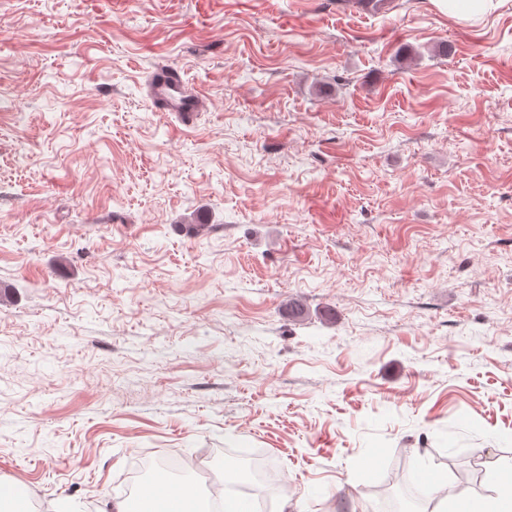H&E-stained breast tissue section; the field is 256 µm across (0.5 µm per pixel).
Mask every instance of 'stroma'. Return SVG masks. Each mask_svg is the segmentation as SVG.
Segmentation results:
<instances>
[{"instance_id": "35a3bbf8", "label": "stroma", "mask_w": 512, "mask_h": 512, "mask_svg": "<svg viewBox=\"0 0 512 512\" xmlns=\"http://www.w3.org/2000/svg\"><path fill=\"white\" fill-rule=\"evenodd\" d=\"M229 451L273 464L269 512H382L394 467L460 457L495 491L512 0H0V482L101 512L156 457L209 494ZM440 11L467 19L483 15L496 8L495 0H433ZM148 94L158 111L171 112L184 125L191 124L194 117L205 110L202 94L189 87L174 68L157 69L149 79Z\"/></svg>"}]
</instances>
